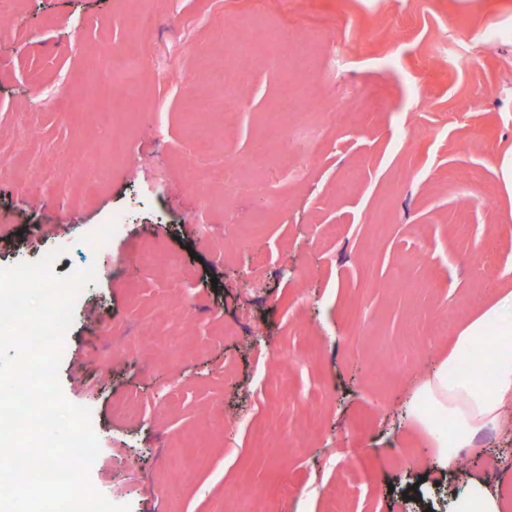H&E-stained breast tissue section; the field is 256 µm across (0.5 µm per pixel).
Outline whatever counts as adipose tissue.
I'll list each match as a JSON object with an SVG mask.
<instances>
[{
    "instance_id": "adipose-tissue-1",
    "label": "adipose tissue",
    "mask_w": 512,
    "mask_h": 512,
    "mask_svg": "<svg viewBox=\"0 0 512 512\" xmlns=\"http://www.w3.org/2000/svg\"><path fill=\"white\" fill-rule=\"evenodd\" d=\"M504 325L503 338L488 336L491 325ZM484 344L493 373L488 381L472 375L450 378L467 360L476 344ZM419 399L429 401L428 414L410 408L414 427L427 434L435 448L436 465L442 469L458 466L460 453L472 447L475 436L498 423L512 402V289L504 288L481 312L459 329L450 350L417 391ZM451 512H502L497 491L482 481L467 482L453 500Z\"/></svg>"
}]
</instances>
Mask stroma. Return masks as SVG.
Here are the masks:
<instances>
[{
	"instance_id": "stroma-1",
	"label": "stroma",
	"mask_w": 512,
	"mask_h": 512,
	"mask_svg": "<svg viewBox=\"0 0 512 512\" xmlns=\"http://www.w3.org/2000/svg\"><path fill=\"white\" fill-rule=\"evenodd\" d=\"M245 28L304 40L318 105L293 118L322 151L298 178L278 156L274 212L207 179H250L287 95L279 59L235 51ZM494 29L512 31V0H0V267L57 245V276L96 270L58 380L90 411L99 493L131 512H248L255 496L327 512L339 495L345 512H448L476 479L512 512V404L450 475L406 416L448 353L432 326L512 285V38ZM118 53L141 84L93 111ZM222 66L245 73L238 106L193 111L222 100Z\"/></svg>"
}]
</instances>
